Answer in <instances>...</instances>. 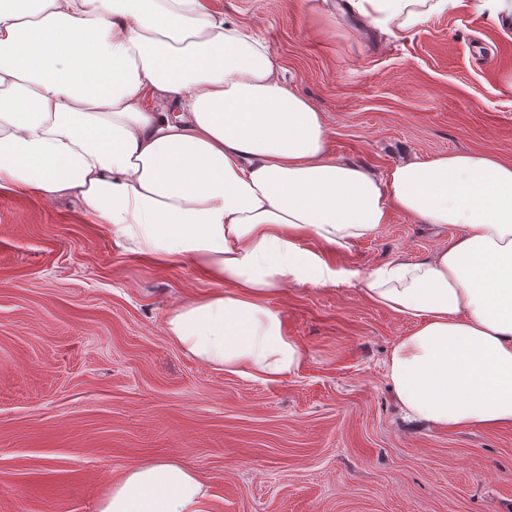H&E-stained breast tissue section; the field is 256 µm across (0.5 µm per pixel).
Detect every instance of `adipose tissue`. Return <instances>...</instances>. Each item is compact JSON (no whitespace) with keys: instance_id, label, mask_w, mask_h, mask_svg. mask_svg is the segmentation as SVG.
<instances>
[{"instance_id":"ef3b65f1","label":"adipose tissue","mask_w":512,"mask_h":512,"mask_svg":"<svg viewBox=\"0 0 512 512\" xmlns=\"http://www.w3.org/2000/svg\"><path fill=\"white\" fill-rule=\"evenodd\" d=\"M454 0H321L397 34ZM0 192L69 199L114 242L213 290L163 316L219 372L275 380L303 362L268 295L358 282L411 331L386 377L405 414L444 429L512 426V161L407 158L385 176L337 160L322 112L274 53L209 0H0ZM402 213L459 233L368 271L328 253ZM198 472L129 465L98 512H204Z\"/></svg>"}]
</instances>
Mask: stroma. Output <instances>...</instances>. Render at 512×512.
Returning a JSON list of instances; mask_svg holds the SVG:
<instances>
[{
	"label": "stroma",
	"mask_w": 512,
	"mask_h": 512,
	"mask_svg": "<svg viewBox=\"0 0 512 512\" xmlns=\"http://www.w3.org/2000/svg\"><path fill=\"white\" fill-rule=\"evenodd\" d=\"M323 113L332 155L383 176L405 158L512 161V28L475 0L398 36L324 19L319 0H213ZM457 228L393 214L328 254L367 270L424 258ZM212 284L116 245L69 200L0 193V512H97L133 463L179 458L207 512H512V426L404 418L386 361L409 322L359 284L268 297L304 349L275 381L217 372L166 336Z\"/></svg>",
	"instance_id": "35a3bbf8"
}]
</instances>
